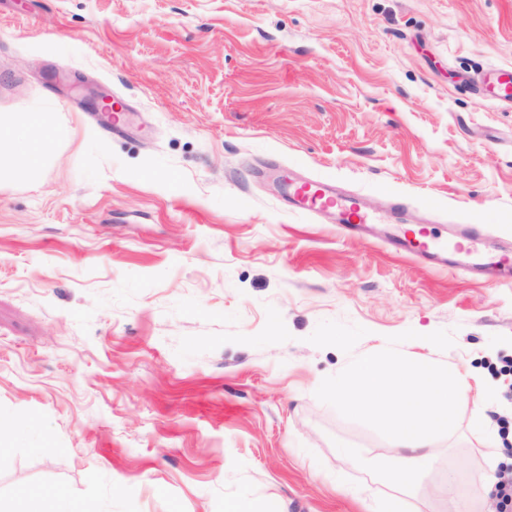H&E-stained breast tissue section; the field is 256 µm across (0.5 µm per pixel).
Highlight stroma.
Segmentation results:
<instances>
[{"instance_id":"1","label":"stroma","mask_w":512,"mask_h":512,"mask_svg":"<svg viewBox=\"0 0 512 512\" xmlns=\"http://www.w3.org/2000/svg\"><path fill=\"white\" fill-rule=\"evenodd\" d=\"M501 68L512 0H0V113L54 135L0 182V512H372L399 455L333 391L370 354L481 376L401 512H496L512 286L385 240L512 251V107L473 82ZM291 177L407 209L347 238ZM45 495L36 493H26L20 495L14 505L13 510L9 512H73L71 502L60 496L56 495L50 499V509L46 510Z\"/></svg>"}]
</instances>
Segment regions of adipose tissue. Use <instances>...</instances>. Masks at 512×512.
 I'll list each match as a JSON object with an SVG mask.
<instances>
[{"instance_id":"ef3b65f1","label":"adipose tissue","mask_w":512,"mask_h":512,"mask_svg":"<svg viewBox=\"0 0 512 512\" xmlns=\"http://www.w3.org/2000/svg\"><path fill=\"white\" fill-rule=\"evenodd\" d=\"M42 114L0 113V160L12 177L34 174L49 149L42 133ZM470 389L467 374L449 373L440 364L424 360L394 358L380 362L367 356L353 371L337 377L336 397L350 401L353 409H379L393 445L404 463L426 464L435 434L449 428L456 405Z\"/></svg>"}]
</instances>
